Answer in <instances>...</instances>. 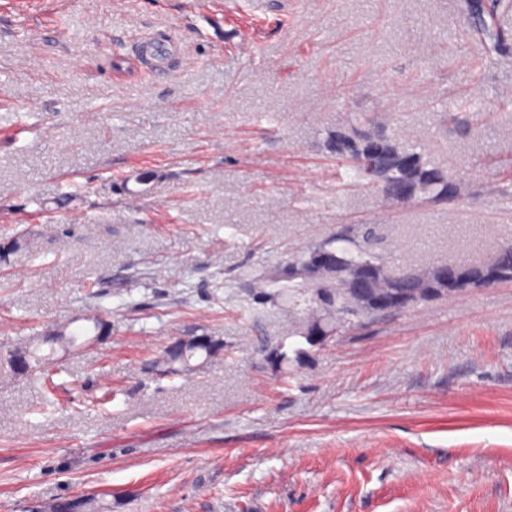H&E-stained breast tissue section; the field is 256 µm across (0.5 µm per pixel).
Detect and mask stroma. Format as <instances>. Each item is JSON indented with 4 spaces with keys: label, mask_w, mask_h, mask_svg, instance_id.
<instances>
[{
    "label": "stroma",
    "mask_w": 512,
    "mask_h": 512,
    "mask_svg": "<svg viewBox=\"0 0 512 512\" xmlns=\"http://www.w3.org/2000/svg\"><path fill=\"white\" fill-rule=\"evenodd\" d=\"M456 3L0 0V356L97 302L112 323L41 347L53 389L0 372V512H512V281L300 347L250 294L345 228L396 272L512 240V57L482 64ZM364 112L463 199L344 181L323 142ZM203 334L223 352L158 374Z\"/></svg>",
    "instance_id": "stroma-1"
}]
</instances>
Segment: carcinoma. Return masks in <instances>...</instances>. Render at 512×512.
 <instances>
[{
  "instance_id": "obj_1",
  "label": "carcinoma",
  "mask_w": 512,
  "mask_h": 512,
  "mask_svg": "<svg viewBox=\"0 0 512 512\" xmlns=\"http://www.w3.org/2000/svg\"><path fill=\"white\" fill-rule=\"evenodd\" d=\"M512 8V0H459L458 14L468 30L483 42L490 59L501 61L512 54V29H505L497 22V13ZM372 121L352 124L332 133L327 149L350 161L347 177L354 182L365 180L381 188L383 194L402 206L426 202L448 204L463 195L460 184L448 179L443 168L423 151L406 148L384 129L369 128ZM377 239L371 232L361 234L350 229L314 244L306 251L290 258L288 265L276 268L268 277L257 281L251 293L265 303L284 297L288 306L299 311V322L292 335L315 346L319 337L333 336L341 324L361 326L373 316L385 315L406 308L401 301L404 291L412 287L409 272L392 274L386 258L377 248ZM321 255L337 259L348 276L359 268L372 271L376 303L364 310H348L347 284L343 280L315 273L311 270ZM512 281V254L492 259L472 270L464 281L448 283L450 288L488 287ZM106 310L98 305L86 308L82 320L92 324L94 336H109L112 325L105 319ZM48 342L75 344L77 333L63 327L47 332ZM223 346L210 336H193L183 341L179 351H165L156 365L169 376L180 375L195 368L192 360L198 354L209 358ZM28 347L18 346L5 358L6 372L14 377L36 378L40 366L22 372L14 356L23 355Z\"/></svg>"
}]
</instances>
